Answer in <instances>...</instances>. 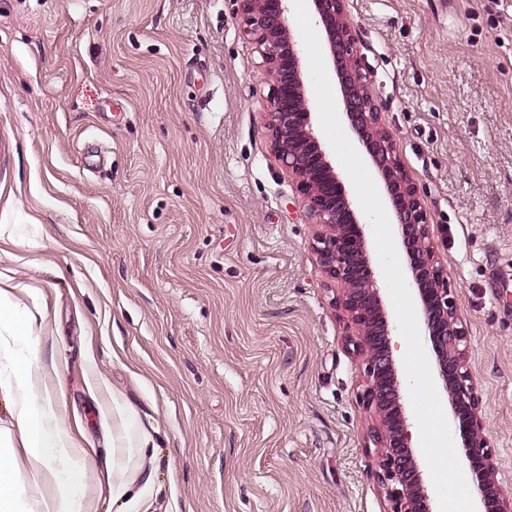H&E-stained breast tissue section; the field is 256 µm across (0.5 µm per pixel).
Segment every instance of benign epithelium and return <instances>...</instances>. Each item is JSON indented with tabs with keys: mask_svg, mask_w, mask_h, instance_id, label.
<instances>
[{
	"mask_svg": "<svg viewBox=\"0 0 512 512\" xmlns=\"http://www.w3.org/2000/svg\"><path fill=\"white\" fill-rule=\"evenodd\" d=\"M245 34L272 82L266 108L272 150L304 196L311 223L320 227L311 249L336 286L334 304L345 315L350 345L363 360V408L374 415L368 441L379 459L377 478L390 512H435L436 495L414 455L413 423L401 403L402 383L390 347L393 327L382 305L383 281L372 267L367 224L346 180L319 139L306 89V62L288 26L291 0H239ZM324 32L329 65L340 84L355 140L386 191L409 285L416 294L435 375L448 396L453 422L465 448L464 463L478 491L477 512H512L494 480L477 385L467 368L468 336L461 301L435 254L427 213L405 173L396 142L381 129L369 80L343 22V0H309Z\"/></svg>",
	"mask_w": 512,
	"mask_h": 512,
	"instance_id": "7a95c632",
	"label": "benign epithelium"
}]
</instances>
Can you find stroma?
Instances as JSON below:
<instances>
[{
    "label": "stroma",
    "mask_w": 512,
    "mask_h": 512,
    "mask_svg": "<svg viewBox=\"0 0 512 512\" xmlns=\"http://www.w3.org/2000/svg\"><path fill=\"white\" fill-rule=\"evenodd\" d=\"M238 7L0 0V289L46 311L92 512H116L98 412L117 392L161 462L144 512H388L364 364L270 147ZM344 7L512 497V0Z\"/></svg>",
    "instance_id": "stroma-1"
}]
</instances>
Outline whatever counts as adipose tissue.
<instances>
[{"label": "adipose tissue", "mask_w": 512, "mask_h": 512, "mask_svg": "<svg viewBox=\"0 0 512 512\" xmlns=\"http://www.w3.org/2000/svg\"><path fill=\"white\" fill-rule=\"evenodd\" d=\"M43 320L42 309L20 308L12 292L0 289V348L9 362L7 371L0 372V394L12 404L16 427L15 435L0 436V512H87L77 443L56 416L61 387L46 382L58 365L43 359ZM111 416L112 446L121 449L124 458L113 461L108 470V487L113 501L129 510L155 476L142 462L151 436L127 399L113 397ZM21 453L35 464L33 479L52 486L35 505L24 499V479L16 464Z\"/></svg>", "instance_id": "1"}]
</instances>
